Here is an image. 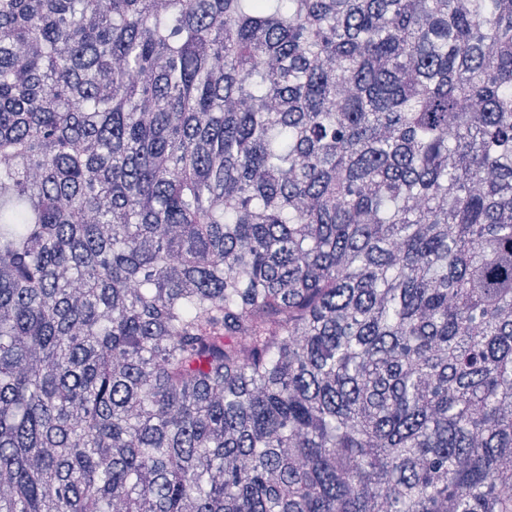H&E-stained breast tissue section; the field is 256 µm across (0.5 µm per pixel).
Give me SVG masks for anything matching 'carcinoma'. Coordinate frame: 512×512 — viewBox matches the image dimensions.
<instances>
[{
    "label": "carcinoma",
    "mask_w": 512,
    "mask_h": 512,
    "mask_svg": "<svg viewBox=\"0 0 512 512\" xmlns=\"http://www.w3.org/2000/svg\"><path fill=\"white\" fill-rule=\"evenodd\" d=\"M509 487L512 0H0V512Z\"/></svg>",
    "instance_id": "cac0c4a2"
}]
</instances>
